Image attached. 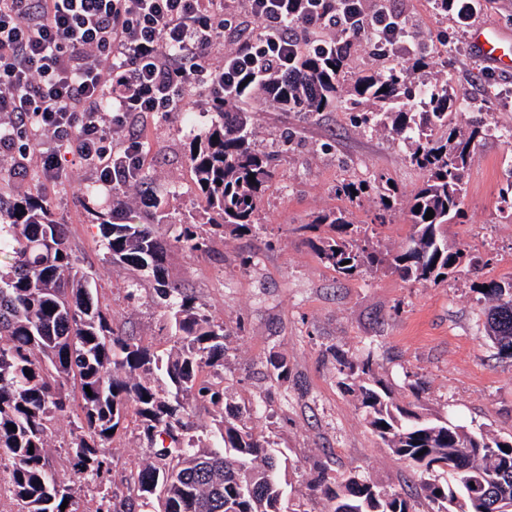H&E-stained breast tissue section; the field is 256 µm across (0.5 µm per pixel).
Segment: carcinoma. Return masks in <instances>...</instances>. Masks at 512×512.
Here are the masks:
<instances>
[{
    "mask_svg": "<svg viewBox=\"0 0 512 512\" xmlns=\"http://www.w3.org/2000/svg\"><path fill=\"white\" fill-rule=\"evenodd\" d=\"M431 2L444 16L459 13L463 5L462 0ZM316 37L312 30L300 44L295 74L273 75L263 85L272 104L314 115L339 102L358 126H382L407 142L409 162L425 180L411 196L412 233L399 249L383 248L370 225L356 226L342 212L323 213L302 225L309 232L322 225L331 230L308 237V244L342 278L369 270L420 284L447 281L458 272L461 253L448 246L443 228L465 218V174L487 131L482 117L465 130L458 127L453 112L490 109L493 85L486 84L478 101L450 93L446 80L419 86L403 66L350 78V31H339L315 53L309 43ZM253 90L211 104V124L190 141L187 155L197 205L212 225L237 236L259 230L257 216L274 174L275 154L252 144L247 106ZM416 102L422 111H413ZM341 191L352 203L374 196L379 224L386 223L400 196L383 175L345 184ZM429 209L434 217L427 220ZM498 210L512 219V174L499 190ZM99 229L112 262L152 274L158 293L171 300L179 347L163 359L116 331L112 314L94 294V278L81 270L68 246L67 226L53 218L42 195L0 209V254L9 259L0 267V474L6 497L19 512H136V500L153 498L163 501V512H292L278 476L283 452L249 426V410L224 400L222 382L202 377L205 369L224 364L228 330L195 296L165 278L167 248L207 251L195 218L183 221L170 241L158 234L157 225L118 218L113 209L101 216ZM479 289L485 334L499 355L512 358V282L492 280ZM267 369L277 381L291 374L288 360L278 354L269 356ZM339 374L372 432L408 464L416 480L407 488L387 489L352 471L333 480L320 473L310 492L325 502V512H419L422 503L429 512H479L478 492L495 494L503 501L502 512H512V480L504 487L492 483L503 466L512 469V438L416 411L375 376L368 357L359 364L339 361ZM190 398L209 403L220 416L210 450H200L199 438L191 434ZM130 409L156 449L155 459L130 474L132 495L118 502L103 496L82 510V487L110 473L108 431L123 428ZM73 413L72 442L66 456L56 459L49 450L54 425Z\"/></svg>",
    "mask_w": 512,
    "mask_h": 512,
    "instance_id": "obj_1",
    "label": "carcinoma"
}]
</instances>
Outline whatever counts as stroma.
Instances as JSON below:
<instances>
[{
  "label": "stroma",
  "instance_id": "stroma-1",
  "mask_svg": "<svg viewBox=\"0 0 512 512\" xmlns=\"http://www.w3.org/2000/svg\"><path fill=\"white\" fill-rule=\"evenodd\" d=\"M387 9L408 22L393 59L411 67L419 48L428 52V67L413 70L416 82L444 78L476 98L486 77L498 90H512V73L485 65L469 42L473 27L483 24L498 29L512 52V0H479L474 9L448 18L436 14L429 0H388ZM250 106L257 147L278 155L259 213L260 231L213 234L205 255L171 249L165 275L190 289L230 330L224 396L253 408V426L285 451L280 478L292 503L302 512H324L323 501L307 488L321 470L330 477L353 471L395 487L411 474L382 447L355 398L341 386L340 356L352 362L372 356L375 374L401 400H410L409 384L416 377L423 383L420 402L430 412L511 436L512 359L499 357L484 335L477 288L489 280H512V221L497 209L498 192L512 172V145L492 134L480 141L465 176L467 219L448 227L450 245L483 260L478 273L465 272L439 285L408 283L390 273L341 279L308 246L302 224L317 213L338 210L351 211L354 223H369L373 201L351 206L339 189L382 174L399 186L402 198L389 223L377 228V238L387 248H398L411 233L406 200L421 186L424 173L410 164L401 141L381 128L355 126L344 108L309 118L275 111L257 93ZM212 118L208 99L196 94L185 101L183 112H146L135 123L148 181L143 188L128 189L123 200L136 210L141 191L157 197L161 207L153 217L163 234H174L188 216L203 215L194 199L186 146ZM286 131L293 138L284 148L280 141ZM44 148V143H31L23 174L0 171V198L14 200L36 191L46 195L55 219L68 227L81 268L94 273L115 327L157 353L173 351L167 307L153 277L112 262L104 247L94 212L111 206V189L83 163L69 166L65 181L47 182L35 160ZM87 188L93 189L92 197H84ZM243 255L254 258L246 270L239 267ZM131 286L137 290L132 299L127 296ZM273 353L287 358L288 380L269 377L266 360ZM153 457L136 424H129L108 443L106 490L129 495L127 476Z\"/></svg>",
  "mask_w": 512,
  "mask_h": 512
}]
</instances>
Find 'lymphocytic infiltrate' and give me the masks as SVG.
<instances>
[{
	"mask_svg": "<svg viewBox=\"0 0 512 512\" xmlns=\"http://www.w3.org/2000/svg\"><path fill=\"white\" fill-rule=\"evenodd\" d=\"M248 2L245 27L227 0H0V114L12 117L0 125V155L19 171L29 141L45 140L38 163L47 180L79 162L96 166L103 186L131 185L143 163L136 116L180 111L190 87L223 100L296 58L282 24L289 0ZM224 42L230 50L214 60ZM117 128L125 138L116 152Z\"/></svg>",
	"mask_w": 512,
	"mask_h": 512,
	"instance_id": "obj_1",
	"label": "lymphocytic infiltrate"
}]
</instances>
